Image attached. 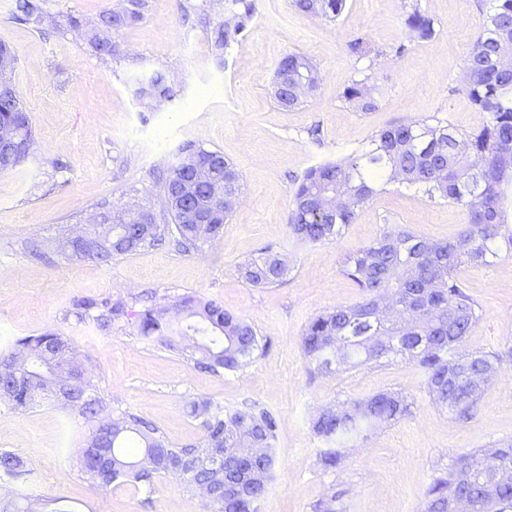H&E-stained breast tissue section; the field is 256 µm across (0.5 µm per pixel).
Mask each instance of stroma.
Here are the masks:
<instances>
[{
  "mask_svg": "<svg viewBox=\"0 0 512 512\" xmlns=\"http://www.w3.org/2000/svg\"><path fill=\"white\" fill-rule=\"evenodd\" d=\"M486 2L419 0L440 31L414 41L402 0H346L333 21L300 12L291 0H254L252 18L219 65L205 27L185 20L183 11L193 4L210 18L223 17L215 0H144L141 20L115 36L120 55L107 59L86 30L118 0H45L38 26L15 20L16 0H0V40L16 51L13 84L37 140L24 165L0 174V349L48 331L70 337L113 415L151 421L176 447L203 438L186 413L189 401L231 410L255 402L270 410L278 423L274 466L257 512H312L333 491L336 512H419L437 470L462 454L512 442V257L458 272L481 306L464 349L499 355L476 410L461 420L433 404L415 363L391 358L320 373L307 362L301 336L314 317L360 301L340 272L343 254L369 245L388 224L445 240L466 223V213L394 184L364 205L337 240L315 245L290 236L288 213L310 168L348 156L382 129L431 116L461 131L486 122L461 79ZM65 13L80 17L83 30L67 27ZM358 38L369 56L351 53ZM290 53L313 61L319 85L303 104L286 108L275 98L274 74ZM157 70L168 72L178 94L154 109L137 89ZM366 77L382 94L375 109L362 112L342 93ZM187 140L221 151L242 175V193L219 240L193 254L152 245L107 264L57 252L58 238L85 227L98 203L156 202L153 173ZM31 239L43 243V258L25 251ZM268 249L283 254L290 271L279 285L252 286L238 265ZM182 295L216 301L250 322L260 339L252 363L239 372H202L179 350L139 336L137 315L150 300ZM86 298L123 306L110 332L77 322L75 307ZM386 390L402 393L410 413L344 443L340 465L324 469L313 415ZM89 430L70 409L0 404V451L23 458L32 495L64 500L72 512H200L199 498L169 475L148 487H92L76 466Z\"/></svg>",
  "mask_w": 512,
  "mask_h": 512,
  "instance_id": "35a3bbf8",
  "label": "stroma"
}]
</instances>
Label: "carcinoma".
Returning <instances> with one entry per match:
<instances>
[{
  "instance_id": "obj_1",
  "label": "carcinoma",
  "mask_w": 512,
  "mask_h": 512,
  "mask_svg": "<svg viewBox=\"0 0 512 512\" xmlns=\"http://www.w3.org/2000/svg\"><path fill=\"white\" fill-rule=\"evenodd\" d=\"M490 6L464 59L463 87L477 110L487 113L478 131L461 133L438 118L401 123L375 134L354 154L311 168L294 190L289 213V232L300 242L318 244L341 236L354 223L358 210L392 184H407L431 200L460 207L467 224L453 238L431 240L404 224H388L371 244L341 256L340 269L361 291L362 300L341 306L310 321L301 336L305 357L320 372L331 371L333 362L362 365L383 358L406 357L424 373L429 395L442 408L464 419L476 408L480 389L473 387L493 369L498 355L477 351L457 359L449 354L470 335L481 317L478 303L457 278L465 264L493 266L512 255V68L501 66L497 46L512 36V0H489ZM295 9L334 20L346 0H292ZM143 0H122L120 6L99 21V28L117 32L142 18ZM404 23L412 37L428 41L437 34L436 21L416 3L403 5ZM17 18L39 25L44 18V0H17ZM254 11L253 0H227L224 20L209 29L216 56L220 57L246 27ZM91 44L103 57L118 54L117 45L97 34ZM316 72L303 55L292 53L278 64L276 78L293 82ZM379 89L368 79L355 80L343 98L361 111L377 107ZM140 94L157 102L171 100L176 91L165 73L158 71L140 88ZM12 130L23 146L15 156L0 155V173L22 165L33 152L35 133L29 110L16 91L0 95V129ZM205 167L208 181L241 192L237 167L218 150H205L192 141L182 143L176 161L155 178L159 195L172 189L182 176L191 178L193 166ZM199 209L205 223L192 221L172 208L157 212L145 228L124 223V211L100 205L101 219L112 225V245L98 248L96 233L67 236L59 248L74 259H97L103 263L133 253L146 245L171 239L179 250L198 252L219 238L230 211H212L205 196ZM240 273L255 287L280 283L287 274L285 261L277 254L241 263ZM170 308L151 305L140 312L141 336L157 346L174 349L178 340L188 342L194 366L205 372L238 371L247 366L258 349L254 327L240 316L214 302H200L186 295ZM123 307L86 300L77 305V322H93L99 330L112 327ZM22 356L19 371L0 367V403L27 410L53 402L77 410L92 422L86 446L78 458L80 472L94 487L104 489L115 481L148 486L157 474H171L175 463L190 447L174 448L151 422L134 415L115 420L106 413L108 403L92 388L71 339L57 333L25 336L13 349L0 353V364L13 355ZM187 414L202 419L201 448H262L264 453L250 464L251 475L237 468L220 473L199 457L183 476L186 487L246 483L238 498L217 493L212 512H244L266 491L274 464L272 442L275 415L256 405L232 412L209 400H193ZM410 412L401 395L378 392L340 410L320 411L312 422L314 433L329 448L321 464L334 468L340 461L336 440L359 436L390 424ZM136 446H130V442ZM482 468L461 481L457 468L435 478L424 494L422 512H448V503L465 496L474 512H482L490 492H495L496 512H512V442L483 453ZM30 470L13 452H0V512H67L59 500L41 503L18 492L27 483Z\"/></svg>"
}]
</instances>
